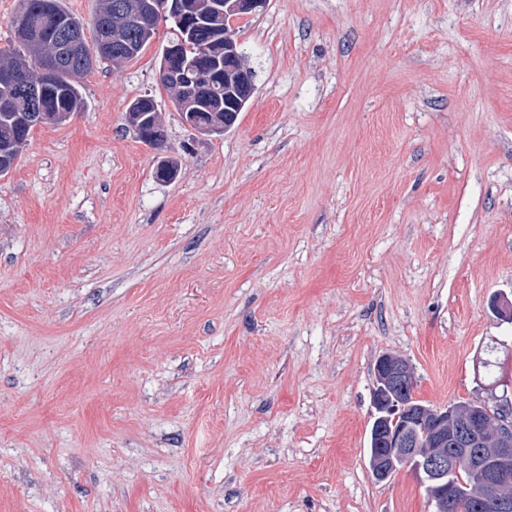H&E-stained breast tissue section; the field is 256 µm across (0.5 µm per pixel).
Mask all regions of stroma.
<instances>
[{"mask_svg":"<svg viewBox=\"0 0 512 512\" xmlns=\"http://www.w3.org/2000/svg\"><path fill=\"white\" fill-rule=\"evenodd\" d=\"M167 38L0 176V512H433L371 475L374 366L436 408L512 393V0H267L220 137ZM155 112H158L160 114L158 103L152 96H141L130 104L128 112L126 113L127 122L131 128L132 125H137L141 123L140 126L143 130L142 132H139L138 130L137 132L135 131L137 137L139 133H141L149 137L162 138L165 140L166 133L164 126L161 122V119H154ZM129 114L130 118L128 117ZM134 114H142V117L137 122H132ZM154 120H157L156 123H154Z\"/></svg>","mask_w":512,"mask_h":512,"instance_id":"obj_1","label":"stroma"}]
</instances>
